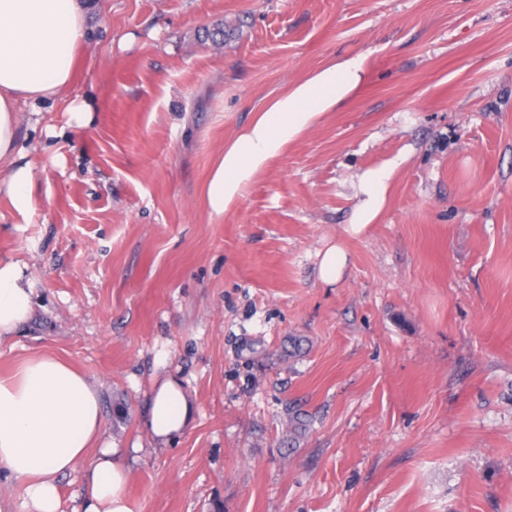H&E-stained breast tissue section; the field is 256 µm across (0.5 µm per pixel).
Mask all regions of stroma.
I'll return each mask as SVG.
<instances>
[{
	"label": "stroma",
	"mask_w": 512,
	"mask_h": 512,
	"mask_svg": "<svg viewBox=\"0 0 512 512\" xmlns=\"http://www.w3.org/2000/svg\"><path fill=\"white\" fill-rule=\"evenodd\" d=\"M84 3L72 85L20 106L35 214L0 191V262L35 305L0 375L35 354L88 374L133 512H512V0ZM357 55L345 104L210 213L225 143ZM389 164L348 234L358 175ZM165 376L194 413L159 446ZM293 406L314 421L289 450ZM395 167L368 170L359 180V190L363 199L352 212L347 232L353 235L362 234L383 211L389 189V181ZM319 276L327 285L340 281L348 269L347 252L339 245L328 247L320 253Z\"/></svg>",
	"instance_id": "obj_1"
}]
</instances>
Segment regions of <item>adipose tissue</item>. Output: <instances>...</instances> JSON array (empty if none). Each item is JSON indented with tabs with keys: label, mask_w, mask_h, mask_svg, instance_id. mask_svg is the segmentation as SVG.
<instances>
[{
	"label": "adipose tissue",
	"mask_w": 512,
	"mask_h": 512,
	"mask_svg": "<svg viewBox=\"0 0 512 512\" xmlns=\"http://www.w3.org/2000/svg\"><path fill=\"white\" fill-rule=\"evenodd\" d=\"M85 24L82 0H0V186L21 211H32L34 175L16 162L18 104L59 95L76 73ZM365 56L330 64L257 113L224 148L204 186L205 203L220 215L255 173L317 118L340 106L358 86ZM393 167L369 170L348 231L362 234L383 211ZM25 266L0 263V341L34 314ZM194 407L178 381H156L143 426L156 443L186 430ZM100 396L88 376L53 355L24 359L0 376V471L19 484L23 512H62L59 478L84 468L83 512H132L129 469L103 438Z\"/></svg>",
	"instance_id": "ef3b65f1"
}]
</instances>
